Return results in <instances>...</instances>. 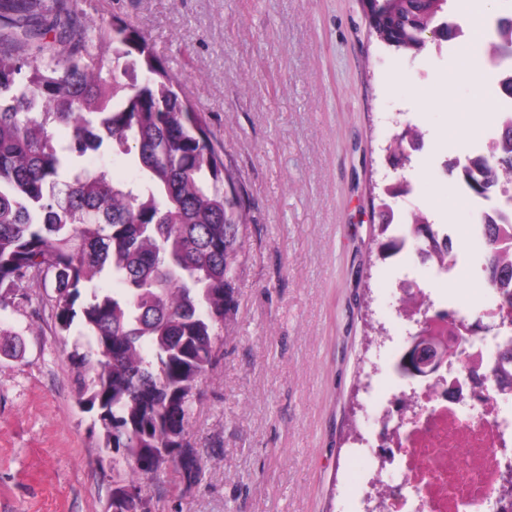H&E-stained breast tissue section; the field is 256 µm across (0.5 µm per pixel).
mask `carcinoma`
<instances>
[{
	"label": "carcinoma",
	"mask_w": 512,
	"mask_h": 512,
	"mask_svg": "<svg viewBox=\"0 0 512 512\" xmlns=\"http://www.w3.org/2000/svg\"><path fill=\"white\" fill-rule=\"evenodd\" d=\"M386 22L420 50L444 4L398 0ZM107 151L132 182L81 164ZM485 178L512 183V127ZM226 184L204 113L142 31L84 22L71 0H0V310L26 282L53 284L81 402L129 460L114 487L144 491L166 446L187 457L170 460L176 478L202 475L186 426L235 304L246 223ZM487 247L512 270L493 224Z\"/></svg>",
	"instance_id": "obj_1"
}]
</instances>
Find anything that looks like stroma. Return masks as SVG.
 Wrapping results in <instances>:
<instances>
[{"mask_svg": "<svg viewBox=\"0 0 512 512\" xmlns=\"http://www.w3.org/2000/svg\"><path fill=\"white\" fill-rule=\"evenodd\" d=\"M94 20L123 19L183 78L248 211L235 308L187 431L204 468L172 488L146 482L151 512H341L368 492L354 455L368 429L414 269L378 256V197L407 180L418 210L466 242L471 212L435 167L464 157L487 113L449 111L418 91L455 70L459 40L418 53L380 43L360 0H75ZM420 150L386 148L405 130ZM43 285L0 311V512H104L113 452L79 400Z\"/></svg>", "mask_w": 512, "mask_h": 512, "instance_id": "1", "label": "stroma"}]
</instances>
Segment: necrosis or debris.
Returning a JSON list of instances; mask_svg holds the SVG:
<instances>
[{
	"instance_id": "4bbe7bcc",
	"label": "necrosis or debris",
	"mask_w": 512,
	"mask_h": 512,
	"mask_svg": "<svg viewBox=\"0 0 512 512\" xmlns=\"http://www.w3.org/2000/svg\"><path fill=\"white\" fill-rule=\"evenodd\" d=\"M421 319L445 322L441 341L460 349L456 364L434 369L425 359L408 377L400 362L409 341L396 343L387 379L374 396L366 425L371 433L356 455L363 472L388 485L381 512H512V486L502 466L512 452L511 339L469 331L466 303L427 298Z\"/></svg>"
}]
</instances>
